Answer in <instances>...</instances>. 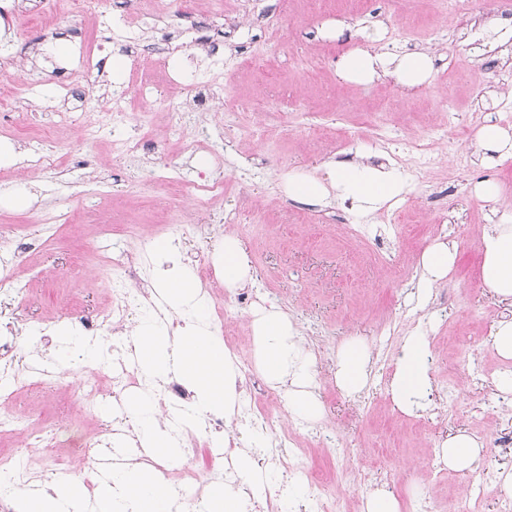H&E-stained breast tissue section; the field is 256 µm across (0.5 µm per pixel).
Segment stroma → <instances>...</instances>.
<instances>
[{
  "label": "stroma",
  "mask_w": 512,
  "mask_h": 512,
  "mask_svg": "<svg viewBox=\"0 0 512 512\" xmlns=\"http://www.w3.org/2000/svg\"><path fill=\"white\" fill-rule=\"evenodd\" d=\"M110 0L107 7L76 12L72 0H43V15L28 19L27 0L16 12L0 50V105L14 114L21 136L12 144L23 153L17 164L0 162V231L25 226L27 249L16 271V289L0 293V321L16 331V357L10 372L22 382L32 356L57 371L62 383L13 393L4 409L48 435L79 419L89 433L105 417L84 400L95 375L77 352H63L60 341L42 345L38 328L57 319L61 304L85 312L110 307L107 269L112 236L104 227L122 223L126 253H135L167 203V218L199 224L203 230L179 245L189 266L210 260L216 234L237 238L248 257L254 283L252 300L224 324L245 359L253 357L248 316L276 304L297 328L314 358L315 388L325 415L312 435H298L291 455L327 473L342 499L343 512H364L366 493L352 490L350 472L372 479L373 489L391 493L400 512H497L502 467L512 464L499 441L512 434V395L493 380L512 370L498 356L491 334L512 317V305L498 302L480 285L478 238L484 225L512 216V160L494 168L479 164L477 130L488 123L512 126V37L483 43L482 31L502 25L501 0H403L402 15L385 0H329L321 10L308 0H266L265 26L249 23L250 0H196L195 9L214 16L222 29H235V50L215 64L206 46L189 52L188 76L211 96L208 108L183 106L180 132H170L159 115L158 99L168 77L157 70L113 76L111 61L124 57L125 41L112 26L113 11L129 12L133 36L154 43L174 30L183 0ZM347 22L352 33L378 24L393 51L414 45L434 58L431 81L408 91L393 80L355 85L342 79L336 61L343 42L322 37L330 20ZM81 27L68 57L53 53L56 29ZM87 71L83 104L61 121L59 86L70 74ZM128 120L113 123L112 109ZM452 126V145L433 147L434 163L420 167L406 143L425 140L434 129ZM151 130L150 152H126L122 141ZM50 137L56 161L30 164L31 145ZM224 144L214 155L213 142ZM390 159L403 182L399 203L371 214L350 205L288 199L283 184L298 168L323 173L330 160L372 163ZM175 166L182 179L202 169L223 178V195L208 208L176 192L174 184L150 179L152 170ZM493 179L502 198L493 206L472 197L478 181ZM367 225L354 237L350 227ZM453 243L456 258L448 277L417 307L411 297L420 279L422 253L435 243ZM422 331L432 351L431 390L425 410L407 414L388 393L404 336ZM365 342L377 376L359 398L336 386L337 350L350 339ZM465 431L482 443L479 472L444 466L437 448L449 434ZM339 438L349 450L345 461L319 441ZM26 454L31 486L67 479L87 491L100 483L97 470L59 451L50 462L44 449Z\"/></svg>",
  "instance_id": "stroma-1"
}]
</instances>
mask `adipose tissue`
<instances>
[{
	"label": "adipose tissue",
	"instance_id": "ef3b65f1",
	"mask_svg": "<svg viewBox=\"0 0 512 512\" xmlns=\"http://www.w3.org/2000/svg\"><path fill=\"white\" fill-rule=\"evenodd\" d=\"M360 36L361 44L344 50L337 62V70L346 81L365 85L390 77L409 91L430 81L433 61L429 53L380 49L383 29L378 25L363 29ZM475 141L482 166L492 168L512 160L511 129L488 124L477 131ZM284 188L294 201H348L359 213L369 214L399 197L404 183L390 165L336 161L328 164L322 178L302 169L289 172ZM479 250L483 287L501 300L512 301V220L489 225L479 241ZM455 254V248L443 242L423 253L418 303H426L432 289L448 276ZM157 260L158 288L170 310L183 316L185 326L180 335L172 337L151 320L140 322L135 329L137 368L147 379L177 376L192 391V405L180 414L181 424L191 428L207 415L231 412L239 369L208 329V305L193 270L181 264L175 248L166 245L158 248ZM219 273L225 290L230 292L252 282V270L238 239L225 238ZM250 327L255 364L270 387L287 394L292 419L319 421L324 407L313 386L314 362L288 315L275 306L262 307L252 312ZM430 356L427 336L415 331L405 337L388 388L393 403L405 413L421 409L430 392ZM334 379L337 388L349 397L370 390L373 363L362 340H349L339 350ZM128 410L139 436L155 448L160 458L175 464L184 462L185 450L171 428L161 423L152 392L135 394ZM440 456L455 470L473 472L482 464L480 443L464 432L443 441ZM13 498L15 512H81L86 495L82 485L70 484L48 492L17 488ZM174 503L169 488L155 483L149 467L130 462L99 484L93 509L174 512Z\"/></svg>",
	"mask_w": 512,
	"mask_h": 512
}]
</instances>
